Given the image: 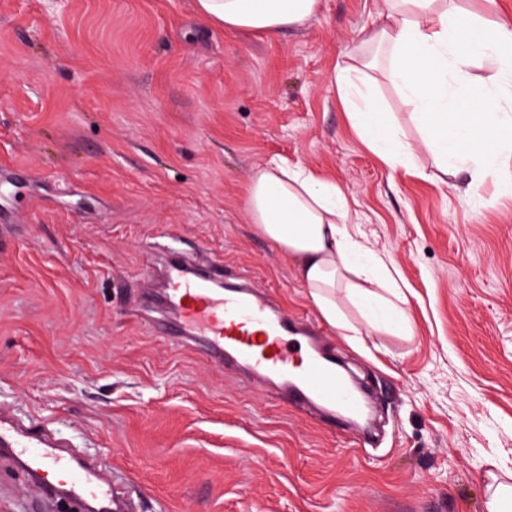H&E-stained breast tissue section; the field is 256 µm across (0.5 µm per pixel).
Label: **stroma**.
Instances as JSON below:
<instances>
[{
	"instance_id": "obj_1",
	"label": "stroma",
	"mask_w": 512,
	"mask_h": 512,
	"mask_svg": "<svg viewBox=\"0 0 512 512\" xmlns=\"http://www.w3.org/2000/svg\"><path fill=\"white\" fill-rule=\"evenodd\" d=\"M383 0H321L272 36L194 0H0V407L103 460L134 512H487L512 474V194L498 177L389 168L331 80ZM403 137L382 70H362ZM312 168L400 275L409 329L328 323L251 223L271 157ZM205 246L374 392L364 442L279 384L153 330L157 240Z\"/></svg>"
}]
</instances>
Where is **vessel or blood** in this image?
Here are the masks:
<instances>
[{"label": "vessel or blood", "mask_w": 512, "mask_h": 512, "mask_svg": "<svg viewBox=\"0 0 512 512\" xmlns=\"http://www.w3.org/2000/svg\"><path fill=\"white\" fill-rule=\"evenodd\" d=\"M166 289L151 296L152 306L172 311L176 320L166 330L174 340L197 343L211 359L235 361L266 377L288 382L289 397L297 406H341L359 413L361 402L323 348L293 358L286 337L297 334V320L270 311L249 290L231 293L210 287L197 277L188 257L172 258L165 267ZM0 452L13 456L30 478L36 496L47 500L66 497L78 507L119 512L121 501L103 467L62 454L48 425L30 418L15 420L0 414Z\"/></svg>", "instance_id": "vessel-or-blood-1"}]
</instances>
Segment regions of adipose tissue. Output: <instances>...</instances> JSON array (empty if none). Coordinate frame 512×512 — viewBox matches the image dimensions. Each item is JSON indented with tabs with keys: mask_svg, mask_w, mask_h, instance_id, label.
<instances>
[{
	"mask_svg": "<svg viewBox=\"0 0 512 512\" xmlns=\"http://www.w3.org/2000/svg\"><path fill=\"white\" fill-rule=\"evenodd\" d=\"M385 23L369 44L384 52L383 73L398 88L420 128L423 145L444 175L469 169L473 180L512 159V29L487 39L452 0H386ZM320 0H195L208 22L271 35L299 25ZM496 72L493 87L449 94L450 82L479 63ZM352 126L389 167L412 162L388 112L369 98L347 67L333 74ZM247 208L252 223L291 260L297 277L326 321L350 324L337 293L365 310L374 329H407L401 309L386 298L395 279L389 263L360 243L348 228L349 204L335 183L308 166L270 159L254 175Z\"/></svg>",
	"mask_w": 512,
	"mask_h": 512,
	"instance_id": "1",
	"label": "adipose tissue"
}]
</instances>
